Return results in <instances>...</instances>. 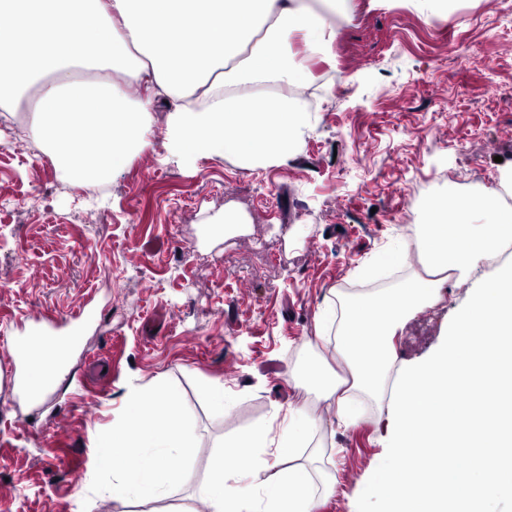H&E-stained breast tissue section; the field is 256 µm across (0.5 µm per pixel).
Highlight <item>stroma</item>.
Returning a JSON list of instances; mask_svg holds the SVG:
<instances>
[{
	"mask_svg": "<svg viewBox=\"0 0 512 512\" xmlns=\"http://www.w3.org/2000/svg\"><path fill=\"white\" fill-rule=\"evenodd\" d=\"M293 51L309 72L314 122L281 165L249 171L170 153L159 111L152 148L92 196L17 144L26 114L0 121V512H208L199 489L214 443L270 421L272 402L309 400L288 374L330 291L358 286L434 199L500 190L512 172V11L495 0H455L447 19L409 0H358L328 59L305 58L299 39ZM228 209L244 223L225 224ZM92 212L106 223H89ZM466 297V285L448 283L399 331L398 358L437 350ZM82 308L92 317L56 389L21 394L8 337L27 335L30 316ZM93 356L112 362L95 384L85 377ZM159 375L168 398L193 408L194 459L170 466L194 478L158 503L120 500L96 471L93 443L128 388ZM207 381L233 397L226 414L211 411ZM316 413L337 449L336 494L317 512H384L367 487L391 440L386 415L370 404L347 427L334 402Z\"/></svg>",
	"mask_w": 512,
	"mask_h": 512,
	"instance_id": "obj_1",
	"label": "stroma"
}]
</instances>
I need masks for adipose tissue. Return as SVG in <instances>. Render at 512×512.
Returning a JSON list of instances; mask_svg holds the SVG:
<instances>
[{
    "label": "adipose tissue",
    "instance_id": "adipose-tissue-1",
    "mask_svg": "<svg viewBox=\"0 0 512 512\" xmlns=\"http://www.w3.org/2000/svg\"><path fill=\"white\" fill-rule=\"evenodd\" d=\"M355 0H0V107L25 106L36 146L77 187L109 179L150 148L154 112H168V148L194 159L228 158L245 169L284 164L301 153L310 124L297 96L303 61L291 52L302 37L308 56L322 53L349 19ZM115 79L100 78L102 70ZM145 86L131 97L129 87ZM94 140V155L82 145ZM456 208V238L447 215ZM512 243V207L500 194L474 191L437 199L410 245L425 274L395 287L326 299L308 363L292 380L335 401L351 422L352 395L374 400L399 422L371 490L386 512H494L512 497V265L499 263ZM472 283L447 339L417 363L400 361L395 337L404 323L436 304L449 280ZM332 347L349 371L323 356ZM68 345L34 351L33 383L59 378ZM164 376L130 390L123 415L99 437L98 471L113 493L158 502L190 483L198 446L190 407L155 400ZM281 431L254 425L216 451L213 478L201 493L212 512H315L333 494V449L314 443L320 424L304 407L275 404ZM473 468L454 472L457 455Z\"/></svg>",
    "mask_w": 512,
    "mask_h": 512
}]
</instances>
